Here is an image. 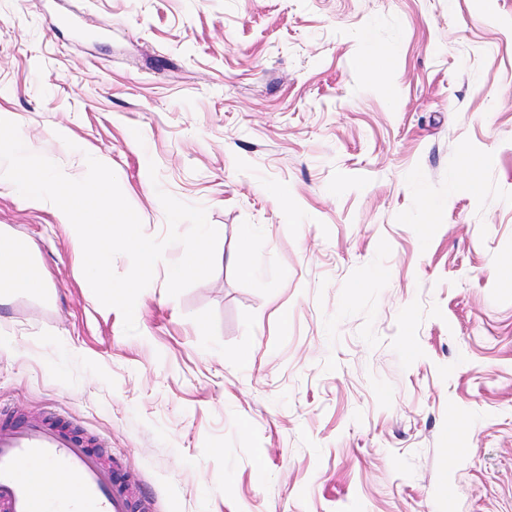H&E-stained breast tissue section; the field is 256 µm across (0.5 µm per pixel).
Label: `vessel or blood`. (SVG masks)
Returning a JSON list of instances; mask_svg holds the SVG:
<instances>
[{"label": "vessel or blood", "mask_w": 512, "mask_h": 512, "mask_svg": "<svg viewBox=\"0 0 512 512\" xmlns=\"http://www.w3.org/2000/svg\"><path fill=\"white\" fill-rule=\"evenodd\" d=\"M70 478L54 486L57 474ZM126 483L66 430L39 420L0 425V512H135Z\"/></svg>", "instance_id": "1"}]
</instances>
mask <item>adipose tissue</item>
<instances>
[{"mask_svg": "<svg viewBox=\"0 0 512 512\" xmlns=\"http://www.w3.org/2000/svg\"><path fill=\"white\" fill-rule=\"evenodd\" d=\"M45 281L36 276L28 248L11 232L0 230V297L40 293Z\"/></svg>", "mask_w": 512, "mask_h": 512, "instance_id": "adipose-tissue-1", "label": "adipose tissue"}]
</instances>
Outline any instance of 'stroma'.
Listing matches in <instances>:
<instances>
[{"mask_svg": "<svg viewBox=\"0 0 512 512\" xmlns=\"http://www.w3.org/2000/svg\"><path fill=\"white\" fill-rule=\"evenodd\" d=\"M4 112L219 239L128 335L0 186L48 283L0 303V424L64 420L153 512H512V0H0ZM252 231L250 229H245L240 238L239 248L235 255L236 262L238 264V269L244 275H250L254 271L255 262L252 256Z\"/></svg>", "mask_w": 512, "mask_h": 512, "instance_id": "35a3bbf8", "label": "stroma"}]
</instances>
